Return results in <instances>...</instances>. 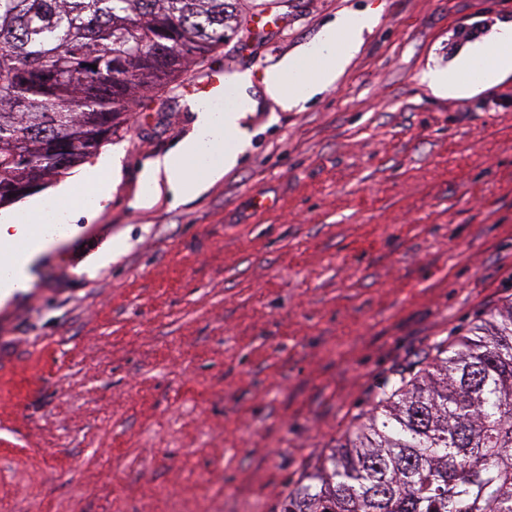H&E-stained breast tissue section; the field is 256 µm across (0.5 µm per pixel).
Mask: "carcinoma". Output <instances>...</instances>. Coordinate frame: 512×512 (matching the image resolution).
I'll use <instances>...</instances> for the list:
<instances>
[{"instance_id":"obj_1","label":"carcinoma","mask_w":512,"mask_h":512,"mask_svg":"<svg viewBox=\"0 0 512 512\" xmlns=\"http://www.w3.org/2000/svg\"><path fill=\"white\" fill-rule=\"evenodd\" d=\"M240 0H0V208L112 141ZM281 512H512V297L383 389Z\"/></svg>"}]
</instances>
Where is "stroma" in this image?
<instances>
[{"mask_svg":"<svg viewBox=\"0 0 512 512\" xmlns=\"http://www.w3.org/2000/svg\"><path fill=\"white\" fill-rule=\"evenodd\" d=\"M346 12L377 24L334 87L259 106L196 200L134 208L205 70L260 83ZM506 21L512 0H267L145 94L105 145L108 207L0 305V512H281L380 389L512 297V76L420 81Z\"/></svg>","mask_w":512,"mask_h":512,"instance_id":"stroma-1","label":"stroma"}]
</instances>
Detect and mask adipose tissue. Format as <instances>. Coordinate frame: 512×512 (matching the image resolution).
<instances>
[{
    "instance_id": "obj_1",
    "label": "adipose tissue",
    "mask_w": 512,
    "mask_h": 512,
    "mask_svg": "<svg viewBox=\"0 0 512 512\" xmlns=\"http://www.w3.org/2000/svg\"><path fill=\"white\" fill-rule=\"evenodd\" d=\"M376 19L360 12L344 14L321 30L313 47L287 55L272 65L261 83L260 97H252L250 75L237 80L238 103L221 112L197 109L193 130L163 157L147 162V193L138 195L134 206L152 207L161 195L173 202L187 203L205 192L224 174L235 168L250 143L249 127L260 100L266 99L281 110L290 111L333 87L358 53L366 31ZM512 75V22L500 23L492 41L474 42L460 52L448 66H434L423 72L422 82L441 97H465L491 87ZM121 172L114 153L101 155L94 163L77 170L64 181L49 188L16 212L0 211V261L14 264V247L31 242L28 268L17 279L0 275V302L35 278L33 268L50 247V239H36V225L45 223L47 205L68 213L78 188L91 190L94 202L83 208L86 220H95L112 199V185Z\"/></svg>"
}]
</instances>
